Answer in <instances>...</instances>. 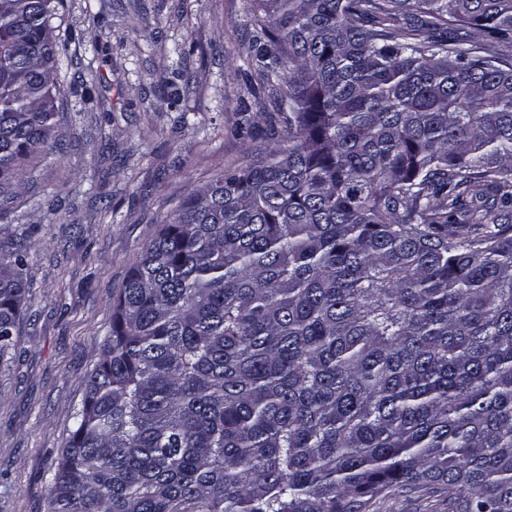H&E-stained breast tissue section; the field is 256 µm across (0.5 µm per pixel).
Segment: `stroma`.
Returning a JSON list of instances; mask_svg holds the SVG:
<instances>
[{"label": "stroma", "instance_id": "stroma-1", "mask_svg": "<svg viewBox=\"0 0 512 512\" xmlns=\"http://www.w3.org/2000/svg\"><path fill=\"white\" fill-rule=\"evenodd\" d=\"M251 8L64 0L57 152L0 203V251L30 244L28 303L0 362V512H46L112 299L143 247L192 189L269 142L271 116L239 70Z\"/></svg>", "mask_w": 512, "mask_h": 512}]
</instances>
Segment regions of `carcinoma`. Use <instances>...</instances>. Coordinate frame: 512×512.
Instances as JSON below:
<instances>
[{
    "mask_svg": "<svg viewBox=\"0 0 512 512\" xmlns=\"http://www.w3.org/2000/svg\"><path fill=\"white\" fill-rule=\"evenodd\" d=\"M287 145L143 248L47 512H512V0H253ZM63 0H0V196L54 151ZM0 253V358L27 283ZM452 489H442L430 498L401 495L379 505L380 512H448V499L454 497Z\"/></svg>",
    "mask_w": 512,
    "mask_h": 512,
    "instance_id": "cac0c4a2",
    "label": "carcinoma"
}]
</instances>
